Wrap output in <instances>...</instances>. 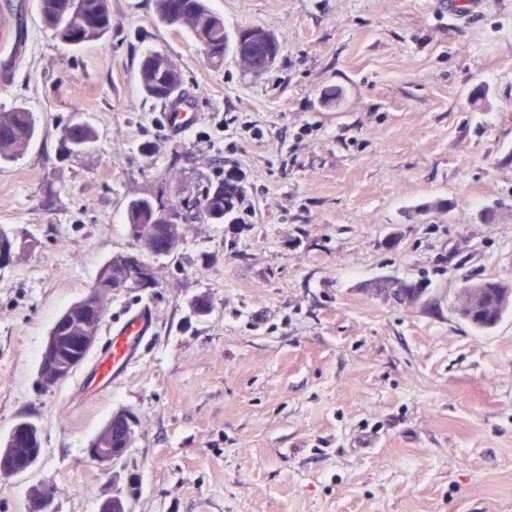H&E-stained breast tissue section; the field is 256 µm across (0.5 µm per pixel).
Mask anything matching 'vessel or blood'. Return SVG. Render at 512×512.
<instances>
[{
  "instance_id": "1",
  "label": "vessel or blood",
  "mask_w": 512,
  "mask_h": 512,
  "mask_svg": "<svg viewBox=\"0 0 512 512\" xmlns=\"http://www.w3.org/2000/svg\"><path fill=\"white\" fill-rule=\"evenodd\" d=\"M165 109L164 119L175 135H184L197 122L195 113L181 100L167 102ZM154 331L155 320L149 306L130 311L119 326L110 329L105 346L92 362V373L101 377L105 386L117 383L138 362L142 344Z\"/></svg>"
}]
</instances>
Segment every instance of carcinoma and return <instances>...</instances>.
<instances>
[{
	"mask_svg": "<svg viewBox=\"0 0 512 512\" xmlns=\"http://www.w3.org/2000/svg\"><path fill=\"white\" fill-rule=\"evenodd\" d=\"M178 3L182 9L197 20H204L208 27L203 34L192 32L194 39H203L207 60L214 66L224 61V55L237 51V36L224 28V19L210 9L207 0H155V12L159 21H165L167 6ZM41 16L64 44L82 46L106 38L111 30L109 0H40ZM79 31L82 38L69 41L71 33ZM154 53L142 55L139 64V83L143 94L152 99L167 101L168 94L160 92L157 78L150 73L149 62ZM37 131V120L23 106L0 111V161H11L27 147ZM98 139V132L88 121L72 116L61 128V150L66 156L88 151ZM245 190L240 183L224 178L218 184L209 185L201 197L195 200L194 209L207 219L221 217L227 224H236L245 201ZM154 204L148 198L133 199L127 206L129 234L137 239L138 225L151 223ZM150 250L156 254H170L176 250L170 230L166 224L154 225ZM386 296L397 302L417 293L418 286L397 279H384L375 284ZM512 304V288L504 291L497 282L485 279L466 282L458 292L456 310L467 323L477 329L495 327Z\"/></svg>",
	"mask_w": 512,
	"mask_h": 512,
	"instance_id": "1",
	"label": "carcinoma"
}]
</instances>
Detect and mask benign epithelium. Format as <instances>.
<instances>
[{"label": "benign epithelium", "instance_id": "obj_1", "mask_svg": "<svg viewBox=\"0 0 512 512\" xmlns=\"http://www.w3.org/2000/svg\"><path fill=\"white\" fill-rule=\"evenodd\" d=\"M238 54H246L258 65L254 69L256 73L264 72L275 60L272 55L273 40L262 31H254L238 37ZM191 200H183L178 205H157V219L169 225L172 238H181L182 210L187 208ZM143 246L135 243V250L117 260V279L110 283L113 290L129 287L146 288L155 282L154 267L140 258ZM81 306H91L95 309L97 320L94 324L86 321H71L72 311H66L57 320L56 326L71 325L74 332L72 336H59L56 331H51L41 353L38 374L45 386H53L69 377L85 361L93 348L99 329V323L103 320L104 306L101 301V289L93 288L88 297L81 302ZM120 430L125 447L114 448L111 446L112 433ZM40 432V428L31 421L16 423L9 434L0 437V474L19 475L29 471L36 465L42 455V449L33 448L25 456L16 452L20 442L29 440L33 434ZM133 441L132 419L122 411L112 414V421L93 438L88 446L89 456L104 471L114 466L127 452V447ZM99 512H130L128 498L119 493L106 501Z\"/></svg>", "mask_w": 512, "mask_h": 512}]
</instances>
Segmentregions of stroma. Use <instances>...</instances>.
I'll use <instances>...</instances> for the list:
<instances>
[{"mask_svg":"<svg viewBox=\"0 0 512 512\" xmlns=\"http://www.w3.org/2000/svg\"><path fill=\"white\" fill-rule=\"evenodd\" d=\"M109 3V37L73 49L39 0H0V22L29 30L0 110L39 125L0 163L15 242L0 437L28 420L43 448L0 475V512H28L36 488L56 512H98L133 475L131 512H512V311L482 331L455 310L465 282L512 281V0H208L228 33L280 40L258 75L231 53L209 64L154 0ZM148 51L183 75L198 115L183 136L139 87ZM76 112L99 139L64 159ZM230 168L240 223L187 213L155 285L105 298L102 341L151 306L138 363L106 393L83 366L44 387L54 322L134 248L129 201L194 199ZM389 277L420 285L418 301L372 290ZM118 410L134 438L104 472L86 448ZM369 435L381 447L361 448Z\"/></svg>","mask_w":512,"mask_h":512,"instance_id":"obj_1","label":"stroma"}]
</instances>
